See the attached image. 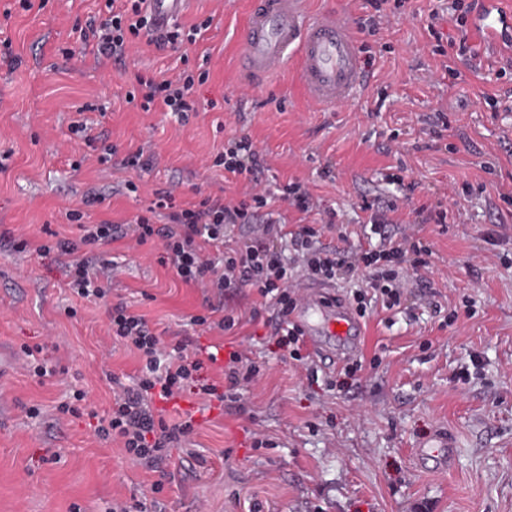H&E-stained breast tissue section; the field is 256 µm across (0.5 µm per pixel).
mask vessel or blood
<instances>
[{
  "mask_svg": "<svg viewBox=\"0 0 512 512\" xmlns=\"http://www.w3.org/2000/svg\"><path fill=\"white\" fill-rule=\"evenodd\" d=\"M495 4L496 0H484L485 9L473 23L482 30L484 44L511 53L512 42L506 34L512 30V14L499 13ZM243 44L240 69L252 87L263 85L294 61L299 64L309 101L321 108L347 103L367 83L368 69L349 19L332 10L311 13L308 0H250ZM291 319L315 356L342 363L359 351V318L322 287L307 285ZM454 448L452 437L441 434L419 445L415 458L422 464L431 463L433 471L443 472Z\"/></svg>",
  "mask_w": 512,
  "mask_h": 512,
  "instance_id": "b4317fda",
  "label": "vessel or blood"
}]
</instances>
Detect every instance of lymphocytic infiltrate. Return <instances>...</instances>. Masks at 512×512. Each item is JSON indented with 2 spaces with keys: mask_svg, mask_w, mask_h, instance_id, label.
<instances>
[{
  "mask_svg": "<svg viewBox=\"0 0 512 512\" xmlns=\"http://www.w3.org/2000/svg\"><path fill=\"white\" fill-rule=\"evenodd\" d=\"M104 6V16L89 20L85 29L94 41L95 60L101 66L121 62L143 38L161 49L176 50L183 43H195L210 25L206 19L187 27L177 22L165 27L155 25L145 0H104ZM207 78L204 71L196 76L185 72L161 80L139 74L127 97L139 99L143 111L158 107L183 118L194 109L192 91L196 81ZM213 164L247 179L248 189L242 199L206 195L183 205L172 186L155 190L145 213L123 224L106 220L91 224L85 222L82 209H73L67 216L76 225L77 237L57 236L38 242L35 250L64 259L70 292L82 299L97 300L108 296L116 270L115 265L97 257V248L120 239L134 248L157 245L163 261L185 285L219 299L249 289L256 297L253 319L271 313L278 344L296 361L302 358L303 343L287 318L296 303L298 280L333 283L361 277L390 309L399 305L409 275L430 266L431 246L406 233L393 237L391 221L383 209L375 210L369 230L384 242V250L365 249L345 257L322 243L320 228L303 224L291 238L297 258L287 261L275 247L282 236L279 222L270 220L257 228L254 216L275 199L288 202L298 211H309L313 207L311 194L294 181L274 191L254 180L253 174L262 168L264 160L246 136L230 140ZM244 226L251 228V236L236 240L237 230ZM110 330L113 339L137 358L139 368L132 383L113 377L112 405L99 418L94 434L117 444L131 461L151 471L167 459L171 449L188 441L195 430L193 417H166L162 403L177 400L190 390L206 405L215 401L235 404L242 389L260 374L259 366L242 349L229 351L227 361L222 363L216 353L203 352L192 342L165 343L149 327L144 314L120 303L112 308ZM208 362L220 364L224 392L202 383L200 373Z\"/></svg>",
  "mask_w": 512,
  "mask_h": 512,
  "instance_id": "1",
  "label": "lymphocytic infiltrate"
}]
</instances>
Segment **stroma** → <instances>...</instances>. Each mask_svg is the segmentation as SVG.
<instances>
[{"instance_id":"obj_1","label":"stroma","mask_w":512,"mask_h":512,"mask_svg":"<svg viewBox=\"0 0 512 512\" xmlns=\"http://www.w3.org/2000/svg\"><path fill=\"white\" fill-rule=\"evenodd\" d=\"M451 3L406 0L371 31L366 0H312L313 10L347 16L373 59L368 88L335 110L309 102L292 64L260 88L241 87L247 0H189L182 23L211 20L196 43L172 51L142 42L104 67L81 32L99 0H43L42 9L0 23V40L10 39L22 60L15 69L0 62V232L30 241L47 228L76 236L66 212L91 190L104 197L89 207L92 221L115 224L172 183L186 204L238 196L242 179L212 160L246 136L271 175L300 182L320 206L302 213L275 201L257 221L278 220L288 232L329 222L323 243L351 251L370 220L362 203H391L393 223L433 249L402 307L377 306L365 318L362 368L350 377L326 361L291 359L252 320L244 291L224 301L232 330L189 325L207 314L204 295L162 265L152 245L101 248L118 271L108 300L89 301L71 297L55 256L0 244V512H104L130 498L148 512H512V254L487 239L496 225L512 230V204L502 199L512 193V67L503 53L482 50L476 70L458 58ZM439 41L441 56L433 52ZM447 57L458 78L444 71ZM201 64L209 78L187 120L126 100L135 74L169 79ZM79 106L119 157L140 149L152 166L99 163L68 129ZM130 180L139 194L126 190ZM440 204L445 223H424L422 208ZM120 302L165 343L247 347L264 366L238 407L205 408L189 395L166 404L170 416L192 413L195 431L160 474L94 434L96 415L112 402L111 375L137 372L109 329ZM25 343L42 346L54 375H29ZM77 389L87 391L92 416L58 415ZM31 405L39 416L27 415ZM441 432L456 448L447 472L434 474L413 450ZM258 438L266 446L255 447Z\"/></svg>"}]
</instances>
